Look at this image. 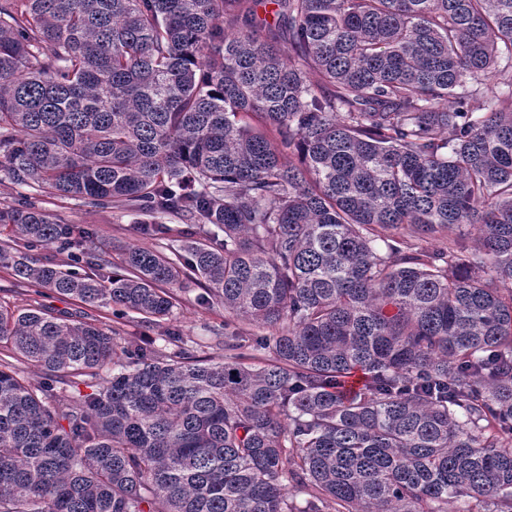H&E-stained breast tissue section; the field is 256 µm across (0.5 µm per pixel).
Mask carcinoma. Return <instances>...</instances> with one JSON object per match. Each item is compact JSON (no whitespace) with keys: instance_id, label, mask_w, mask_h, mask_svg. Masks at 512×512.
Masks as SVG:
<instances>
[{"instance_id":"cac0c4a2","label":"carcinoma","mask_w":512,"mask_h":512,"mask_svg":"<svg viewBox=\"0 0 512 512\" xmlns=\"http://www.w3.org/2000/svg\"><path fill=\"white\" fill-rule=\"evenodd\" d=\"M260 5L0 0V182L193 240L114 265L26 200L0 267L240 323L200 358L0 306V512H512V0Z\"/></svg>"}]
</instances>
